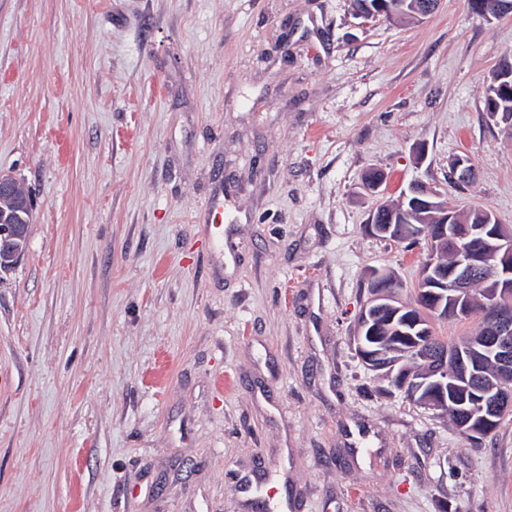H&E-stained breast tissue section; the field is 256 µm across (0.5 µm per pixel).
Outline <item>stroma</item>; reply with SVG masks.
Returning a JSON list of instances; mask_svg holds the SVG:
<instances>
[{"mask_svg":"<svg viewBox=\"0 0 512 512\" xmlns=\"http://www.w3.org/2000/svg\"><path fill=\"white\" fill-rule=\"evenodd\" d=\"M506 60L512 14L469 0H0V172L36 202L0 512H512V421L473 443L355 342L370 271L412 302L426 251L366 232L365 172L512 228ZM376 1L375 6L377 10L370 9L369 11L361 12L364 10V5H372L375 0H353L356 15L360 12L358 15L365 22L375 21L379 17H383L389 21H398L403 17L401 14L402 10H410V14L414 19L422 20L433 13L441 2V0H411L412 2L408 4V0H405L406 2L398 5L397 1ZM509 63H511V62L504 61L503 63H501L498 66L497 70L495 71L494 75L492 76L491 82L487 86V90H486V105H487L489 95H491V94L495 95V96H497V98L499 100V103H498L499 112H506L507 114H509L512 117V97L511 96H500L497 93V89L503 83L512 84V77L507 80H499V78L501 76H503V73L501 72V70L504 67H507L509 65ZM511 70H512V63H511ZM499 112L495 109V105L492 104V106L487 114L490 119L496 120L498 115L501 116L503 114V113L499 114Z\"/></svg>","mask_w":512,"mask_h":512,"instance_id":"stroma-1","label":"stroma"}]
</instances>
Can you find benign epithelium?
I'll return each mask as SVG.
<instances>
[{"label": "benign epithelium", "instance_id": "obj_1", "mask_svg": "<svg viewBox=\"0 0 512 512\" xmlns=\"http://www.w3.org/2000/svg\"><path fill=\"white\" fill-rule=\"evenodd\" d=\"M441 0H412L400 4L396 0H377L375 8L359 13L366 22L383 17L389 21L402 18L401 11L409 10L411 15L422 20L433 13ZM453 173L458 180L467 182L472 177L474 165L469 157L452 159ZM19 181L12 175L0 173V274L12 269L24 254L30 224L33 223V206L30 196L16 199ZM411 205L437 220L430 240L429 259L423 267L418 292L424 299L439 295L438 287H448V279L455 278L453 288L448 291V303L454 311H463L461 303L471 295L469 274L481 269L485 280L492 283L488 291L490 301L485 304L484 333L479 340L482 352L495 362L496 378L473 371L479 397L476 405L463 400L448 404V356L446 348H436L419 342L409 350L413 360L427 363V371L412 376L405 367L394 361L384 365L386 375L395 387L411 399L430 409L444 413L452 410L458 417L460 430L469 439L478 443L490 434V425L502 410L512 408V394L503 389L502 381L512 378V308L501 307L496 302L500 291L512 290V244L503 228L497 224H456V208L436 201V194L419 185L410 187ZM448 252L451 265L446 266L437 256ZM371 296L359 313V327L372 323L385 312L390 313L389 322L404 312V323L417 327L422 324L421 316L407 306L393 303L397 290L394 274L384 269H374L368 277Z\"/></svg>", "mask_w": 512, "mask_h": 512}]
</instances>
